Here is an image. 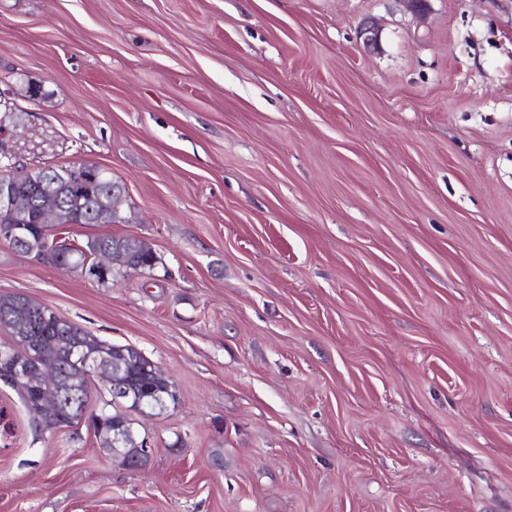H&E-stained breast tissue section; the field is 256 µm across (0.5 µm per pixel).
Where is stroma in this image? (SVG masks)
<instances>
[{
  "mask_svg": "<svg viewBox=\"0 0 512 512\" xmlns=\"http://www.w3.org/2000/svg\"><path fill=\"white\" fill-rule=\"evenodd\" d=\"M0 141L161 258L0 294L180 396L134 472L0 382V512H512V0H0Z\"/></svg>",
  "mask_w": 512,
  "mask_h": 512,
  "instance_id": "1",
  "label": "stroma"
}]
</instances>
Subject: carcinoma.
I'll use <instances>...</instances> for the list:
<instances>
[{"label": "carcinoma", "instance_id": "cac0c4a2", "mask_svg": "<svg viewBox=\"0 0 512 512\" xmlns=\"http://www.w3.org/2000/svg\"><path fill=\"white\" fill-rule=\"evenodd\" d=\"M34 206L30 209L25 223L32 226L28 236L35 243L48 240L44 227L36 224L37 206L42 197L49 194L58 205L69 211L73 221L91 218V213L102 210L123 208L126 195L123 186L112 180L110 172L103 173L98 181L90 183L87 174L73 167L61 165L32 170V178L27 187ZM114 247L129 249L132 253L130 269L133 271H152L160 257L141 254L135 250V241L112 235L93 236L82 245L72 246L73 254L64 258V264L70 267H84L88 255L97 251H106ZM0 327L8 331V343L16 347L17 355L26 356L31 345H38L44 354L55 356L63 363L62 396L67 398L66 411L56 418L43 423L33 422L35 432L50 433L63 426H73L84 421L94 426L93 432L104 448H111L112 431L122 429L135 433L134 419L128 415L133 404L142 401H163L168 406L178 404L179 398L175 384L168 378L158 379L152 374L149 358L143 354L133 358L127 345L113 343L93 336L79 324L60 315L53 314L49 306L36 302L24 295H15L8 304L0 303ZM82 345L87 351L90 368L80 372L68 362V349ZM124 365L120 383L132 389L130 401L124 405L104 400L98 408H90V384L95 378L93 369L112 368V361ZM21 399L24 407L31 411L42 395L35 388L23 382H7Z\"/></svg>", "mask_w": 512, "mask_h": 512}]
</instances>
